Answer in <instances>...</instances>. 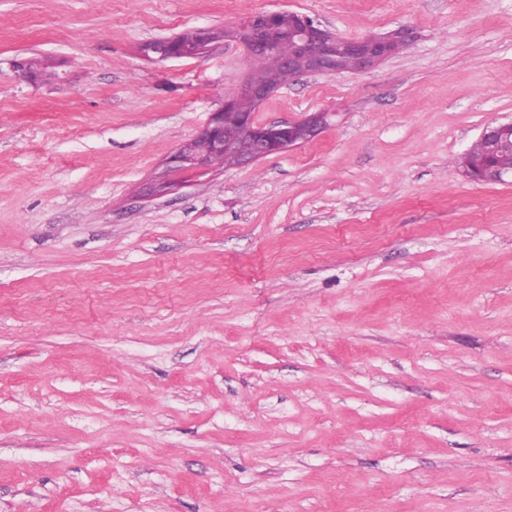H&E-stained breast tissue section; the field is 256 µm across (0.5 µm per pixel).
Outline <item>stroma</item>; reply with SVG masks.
<instances>
[{
  "instance_id": "obj_1",
  "label": "stroma",
  "mask_w": 512,
  "mask_h": 512,
  "mask_svg": "<svg viewBox=\"0 0 512 512\" xmlns=\"http://www.w3.org/2000/svg\"><path fill=\"white\" fill-rule=\"evenodd\" d=\"M281 11L414 39L170 168ZM510 120L512 0H0V512H512V183L457 165ZM280 13L282 12L255 15L226 36L242 46L248 58L259 57L278 42L279 31L274 23ZM212 33L206 29H196V41L192 44H182L178 36L163 38L145 43L141 52L144 57L158 61H168L182 58H201L198 54L196 42L208 46L213 40ZM277 87L258 82L256 75L247 78L235 94L225 98L223 108L212 112L209 122L194 139L206 142L208 151L203 154L191 153L181 147L169 158V163L181 170H201L219 161L230 165L243 164L271 154L287 152L313 140L328 124L331 112H312L303 119L292 122L260 124L255 121L253 101L258 106L261 105ZM239 97H248L253 101L248 98L238 99ZM230 126H240L246 130L238 129L232 134L238 151L243 154L236 151L232 140L225 134ZM250 135L253 140L251 153Z\"/></svg>"
}]
</instances>
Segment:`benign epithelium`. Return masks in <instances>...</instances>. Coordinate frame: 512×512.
<instances>
[{"label":"benign epithelium","instance_id":"1","mask_svg":"<svg viewBox=\"0 0 512 512\" xmlns=\"http://www.w3.org/2000/svg\"><path fill=\"white\" fill-rule=\"evenodd\" d=\"M277 16L276 12L258 14L228 32V36L243 47L248 58L259 57L278 42V29L275 27ZM289 17L288 41L292 49L281 59L282 70L288 81L307 74L340 72L336 54L339 47L355 58L353 69L358 71L367 70L394 55L379 35L349 40L322 28L318 21L309 16L291 12ZM141 52L144 57L158 61L199 57L196 45L183 44L176 36L147 42ZM274 91L275 88L258 82L256 76L246 79L235 94L224 99V107L211 114L209 122L196 136V139L207 143L208 151L203 154L191 153L181 147L169 158V163L181 170H201L219 161L230 165L249 163L309 142L328 124L329 112H313L292 122L260 124L255 121L254 113L240 114L234 109V103L240 97H248L260 105ZM230 126H239L250 133L253 140L251 153L240 154L236 151L232 140L225 134ZM510 129L512 121L489 124L483 129L480 139L489 153L500 150ZM464 176L472 182L496 184L512 179V171L487 167L477 172H466Z\"/></svg>","mask_w":512,"mask_h":512}]
</instances>
